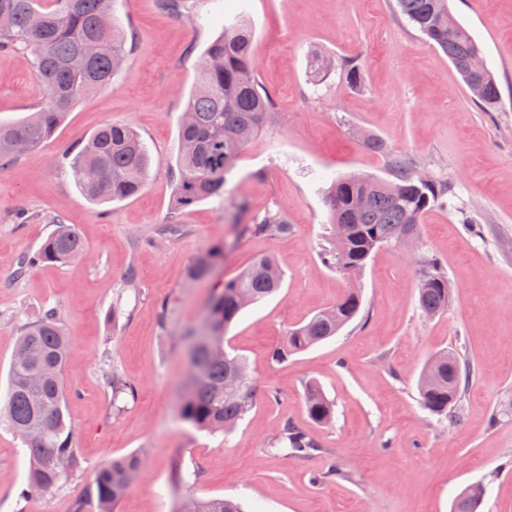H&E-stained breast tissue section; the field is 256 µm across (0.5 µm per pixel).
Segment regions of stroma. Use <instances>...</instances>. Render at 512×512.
I'll list each match as a JSON object with an SVG mask.
<instances>
[{
	"mask_svg": "<svg viewBox=\"0 0 512 512\" xmlns=\"http://www.w3.org/2000/svg\"><path fill=\"white\" fill-rule=\"evenodd\" d=\"M500 83L502 103L483 111L457 72L394 10L391 0H186L183 15L158 0H115L127 56L110 87L79 101L55 134L16 162L0 164V397L22 327L53 308L72 338L64 371L67 413L82 473L62 489L23 497L28 460L0 427V512H72L106 460L140 451L141 475L116 512H178L182 498L230 497L244 512H451L466 486L481 485L479 512H512V0H450ZM247 16L251 62L274 99V114L243 152L223 198L180 215L164 232L178 177V126L199 61L224 25ZM353 57L360 84L340 72L314 77L308 53ZM43 89L29 63L0 53V120L32 112ZM127 123L152 157L144 190L96 204L68 172L72 149L103 124ZM448 183L447 205L424 214L411 246L388 244L349 278L323 263L329 234L325 192L339 177L390 176L387 155ZM281 209L283 238H235L233 205ZM76 225L82 258L19 270L56 221ZM230 248L218 272L234 276L262 255L279 257L281 288L245 308L226 332L228 352L247 357L255 405L230 435H211L177 414L188 358L183 329L201 325L209 283L185 285V270L220 241ZM429 255L453 286L448 311L418 307L419 258ZM135 268L136 289L123 287ZM362 312L336 336L288 360L270 350L348 289ZM122 301L126 317L113 319ZM174 305L169 335L157 326ZM456 348L472 365L459 424L421 405L418 378L431 357ZM136 386L112 406L110 373ZM318 381L333 401L332 426L313 424L303 385ZM319 444L314 455L271 452L284 422ZM337 463L350 479L312 480ZM199 471L193 488L176 471Z\"/></svg>",
	"mask_w": 512,
	"mask_h": 512,
	"instance_id": "obj_1",
	"label": "stroma"
}]
</instances>
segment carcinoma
Masks as SVG:
<instances>
[{
    "label": "carcinoma",
    "instance_id": "cac0c4a2",
    "mask_svg": "<svg viewBox=\"0 0 512 512\" xmlns=\"http://www.w3.org/2000/svg\"><path fill=\"white\" fill-rule=\"evenodd\" d=\"M112 0H0V52L27 59L44 89L42 100L26 118L0 123V162L13 161L22 151L49 139L84 96L112 82L125 58L124 39L112 17ZM395 11L440 50L460 75L481 108L491 112L501 101V90L490 71L476 75L472 59L482 51L470 32L452 13L449 0H395ZM251 31L242 24L224 26L200 61L198 81L179 126V178L174 188L172 215L224 191L237 162L272 114L273 100L264 91L250 62ZM313 72L323 78L340 71L352 84L361 81L356 59L338 61L315 53ZM372 149L388 158L393 180L351 175L337 179L326 194L330 224L343 227L323 249L322 261L345 275L365 268L383 245L403 235L418 237L422 215L446 204L452 193L446 183L423 182L413 160L390 152L382 141ZM69 167L81 192L93 201H122L143 188L150 167L147 146L128 124H105L85 144L70 153ZM248 217L236 224L239 237H286L293 227L279 209L252 212L238 201ZM86 247L75 226L58 223L47 240L21 266L66 263L81 257ZM221 243L198 254L188 264L185 280L204 281L224 260ZM283 270L272 255L256 258L234 277L215 286L208 312L196 330L185 329L181 340L204 336L195 350L193 380L184 386L178 413L181 421L212 434L233 432L250 412L253 389L242 391L226 381L230 369L246 366V358L224 350L228 327L246 307L273 294L281 285ZM418 307L430 317L448 310L451 291L448 276L433 258L421 260L417 284ZM361 295L348 291L336 304L314 314L288 331L271 354V361L289 356L335 336L361 313ZM71 340L58 313L48 309L22 329L8 370L7 393L0 405V424L13 432L29 457L22 495L48 493L72 481L83 470L75 448V427L66 414L62 372ZM445 364L434 366L435 381H418L424 408L441 419H460V402L469 382L470 366L453 350L442 352ZM113 401L132 397L135 386L114 372L108 380ZM304 398L311 421L333 422L334 405L322 388L309 381ZM283 456L306 457L319 445L296 425L285 422L274 443ZM143 455L132 453L101 464L86 487L85 500L94 512H115L141 472ZM483 491L468 488L455 499L453 512H478ZM182 512H242L241 505L224 497L199 498L188 494Z\"/></svg>",
    "mask_w": 512,
    "mask_h": 512
}]
</instances>
